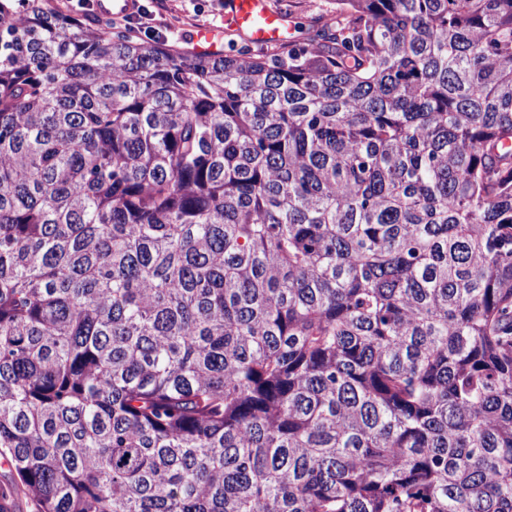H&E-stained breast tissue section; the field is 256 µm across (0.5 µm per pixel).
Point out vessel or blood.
<instances>
[{
	"instance_id": "obj_1",
	"label": "vessel or blood",
	"mask_w": 512,
	"mask_h": 512,
	"mask_svg": "<svg viewBox=\"0 0 512 512\" xmlns=\"http://www.w3.org/2000/svg\"><path fill=\"white\" fill-rule=\"evenodd\" d=\"M224 9L233 30L256 44L286 43L294 30L291 16L274 10L270 0H225Z\"/></svg>"
}]
</instances>
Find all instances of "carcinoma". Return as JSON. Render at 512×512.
Here are the masks:
<instances>
[{"label": "carcinoma", "mask_w": 512, "mask_h": 512, "mask_svg": "<svg viewBox=\"0 0 512 512\" xmlns=\"http://www.w3.org/2000/svg\"><path fill=\"white\" fill-rule=\"evenodd\" d=\"M512 0L177 53L0 0V455L38 512H512Z\"/></svg>", "instance_id": "cac0c4a2"}]
</instances>
